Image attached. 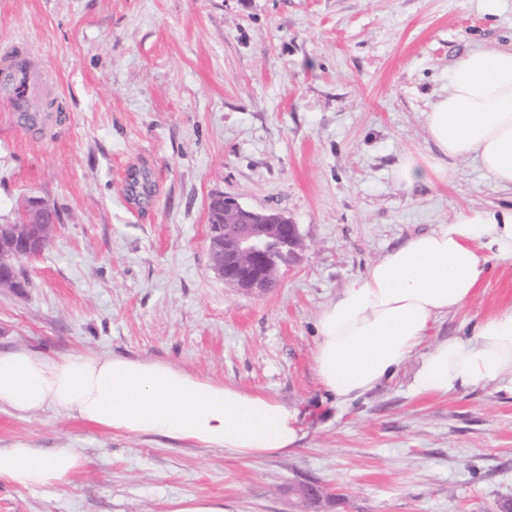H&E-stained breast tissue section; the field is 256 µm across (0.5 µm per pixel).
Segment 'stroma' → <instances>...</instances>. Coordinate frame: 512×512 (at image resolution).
Segmentation results:
<instances>
[{
  "label": "stroma",
  "instance_id": "stroma-1",
  "mask_svg": "<svg viewBox=\"0 0 512 512\" xmlns=\"http://www.w3.org/2000/svg\"><path fill=\"white\" fill-rule=\"evenodd\" d=\"M50 69L52 127L9 117L0 91V223L24 200L60 213L0 288V349L114 353L309 406L287 456L112 436L53 409L0 410V448L77 449L69 485L0 481V512H502L512 503V377L415 393L420 355L349 403H324L312 355L324 305L389 248L463 208L512 204L470 157L408 193L399 156L427 150L424 114L470 49L512 45V0H0V47ZM148 170L149 199L128 192ZM236 198L298 224L301 244L264 294L227 286L208 250V200ZM512 303V260L438 322L429 344L469 340ZM172 512H226L223 500L189 497L179 500Z\"/></svg>",
  "mask_w": 512,
  "mask_h": 512
}]
</instances>
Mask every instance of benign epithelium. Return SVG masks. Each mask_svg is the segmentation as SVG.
<instances>
[{
  "mask_svg": "<svg viewBox=\"0 0 512 512\" xmlns=\"http://www.w3.org/2000/svg\"><path fill=\"white\" fill-rule=\"evenodd\" d=\"M223 220L210 225L209 252L213 269L232 288L265 293L272 274L300 244L298 225L285 214L254 209L222 193L211 196L209 213ZM56 224L54 207L41 197H29L19 223L0 234V286L16 288L18 266L45 250V233Z\"/></svg>",
  "mask_w": 512,
  "mask_h": 512,
  "instance_id": "obj_1",
  "label": "benign epithelium"
}]
</instances>
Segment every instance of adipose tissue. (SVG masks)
<instances>
[{
	"label": "adipose tissue",
	"instance_id": "1",
	"mask_svg": "<svg viewBox=\"0 0 512 512\" xmlns=\"http://www.w3.org/2000/svg\"><path fill=\"white\" fill-rule=\"evenodd\" d=\"M425 126L431 150L405 152L393 168L405 189L448 183L454 160L467 156L497 185L512 188V46L469 51L449 74L447 93L431 103ZM493 259H512V205L459 210L387 250L319 314L313 362L321 388L339 403L359 398L417 352L419 393L512 376V305L482 317L470 341L423 347L439 318L476 296ZM1 408L54 409L115 436L238 458L285 456L305 437L301 410L276 397L113 353L53 359L25 348L0 351ZM84 465L72 448H0V480L26 489L67 484Z\"/></svg>",
	"mask_w": 512,
	"mask_h": 512
}]
</instances>
